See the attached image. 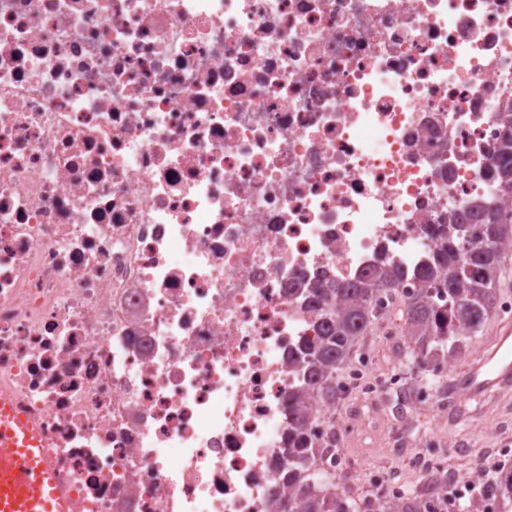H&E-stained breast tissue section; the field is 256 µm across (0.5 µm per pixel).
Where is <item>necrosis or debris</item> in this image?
I'll use <instances>...</instances> for the list:
<instances>
[{
  "instance_id": "obj_1",
  "label": "necrosis or debris",
  "mask_w": 512,
  "mask_h": 512,
  "mask_svg": "<svg viewBox=\"0 0 512 512\" xmlns=\"http://www.w3.org/2000/svg\"><path fill=\"white\" fill-rule=\"evenodd\" d=\"M508 105L512 0H0V397L72 512H274L310 289L512 209ZM405 300L320 460L381 436ZM495 174L504 195L512 197V118L505 120L500 141L493 148Z\"/></svg>"
}]
</instances>
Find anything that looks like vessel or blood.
Here are the masks:
<instances>
[{"label": "vessel or blood", "instance_id": "1", "mask_svg": "<svg viewBox=\"0 0 512 512\" xmlns=\"http://www.w3.org/2000/svg\"><path fill=\"white\" fill-rule=\"evenodd\" d=\"M492 345L451 383L454 391L479 399L512 386V320L496 323ZM68 496L57 487L39 437L9 403L0 404V512H71Z\"/></svg>", "mask_w": 512, "mask_h": 512}]
</instances>
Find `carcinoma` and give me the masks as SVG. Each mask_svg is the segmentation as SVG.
Wrapping results in <instances>:
<instances>
[{"label":"carcinoma","mask_w":512,"mask_h":512,"mask_svg":"<svg viewBox=\"0 0 512 512\" xmlns=\"http://www.w3.org/2000/svg\"><path fill=\"white\" fill-rule=\"evenodd\" d=\"M493 159L501 191L512 197V120L504 123ZM506 241H512V228L498 209L464 208L437 227L430 261L416 271L384 260L354 282L326 281L312 289L319 323L315 335L303 338L290 357L298 384L288 394V447L277 468L288 492L278 498L275 512H354L334 477L318 471L307 428L311 403L336 399L337 378L376 319L373 301L414 282L406 306L410 349L421 370L436 369L461 354L484 327L497 298ZM491 498L498 512H512V471ZM448 505L444 490L399 505L385 502L379 512H449Z\"/></svg>","instance_id":"carcinoma-1"}]
</instances>
